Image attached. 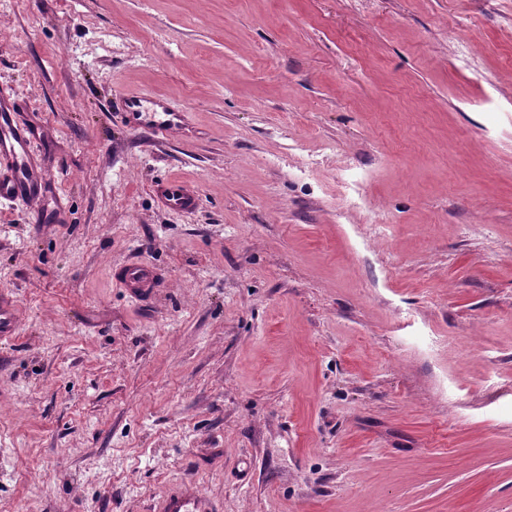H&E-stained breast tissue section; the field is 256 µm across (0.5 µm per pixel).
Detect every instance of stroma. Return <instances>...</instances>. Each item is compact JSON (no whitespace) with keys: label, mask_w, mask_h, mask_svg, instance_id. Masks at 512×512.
Instances as JSON below:
<instances>
[{"label":"stroma","mask_w":512,"mask_h":512,"mask_svg":"<svg viewBox=\"0 0 512 512\" xmlns=\"http://www.w3.org/2000/svg\"><path fill=\"white\" fill-rule=\"evenodd\" d=\"M0 88V512H512V0H0ZM18 111L17 100L0 92V201L32 204L41 200L46 174L32 150L37 132ZM124 124L135 131L143 130L157 141H166L184 123V113L175 112L163 98H145L125 94L115 101ZM153 192L163 206L175 212L190 213L199 203L198 192L178 180L160 181ZM160 275L153 268L140 262H131L119 274L117 281L135 298L149 295L156 288ZM17 334L16 302L0 292V340H11ZM155 512H219L216 502L192 479H184L157 501Z\"/></svg>","instance_id":"1"}]
</instances>
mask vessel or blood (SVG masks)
Returning <instances> with one entry per match:
<instances>
[{
	"instance_id": "1",
	"label": "vessel or blood",
	"mask_w": 512,
	"mask_h": 512,
	"mask_svg": "<svg viewBox=\"0 0 512 512\" xmlns=\"http://www.w3.org/2000/svg\"><path fill=\"white\" fill-rule=\"evenodd\" d=\"M115 108L127 127L146 131L161 142L168 140L184 123L183 113L172 110L162 98L126 94L116 100ZM35 136V129L22 120L17 100L0 92V201L13 204L40 201L46 174L32 150ZM153 192L163 206L175 212H192L199 203L198 192L177 180L158 182ZM159 279L153 268L132 262L124 267L117 281L134 297L141 298L156 288ZM16 333V303L1 291L0 340L12 339ZM154 512H219V508L194 480L185 479L158 499Z\"/></svg>"
}]
</instances>
